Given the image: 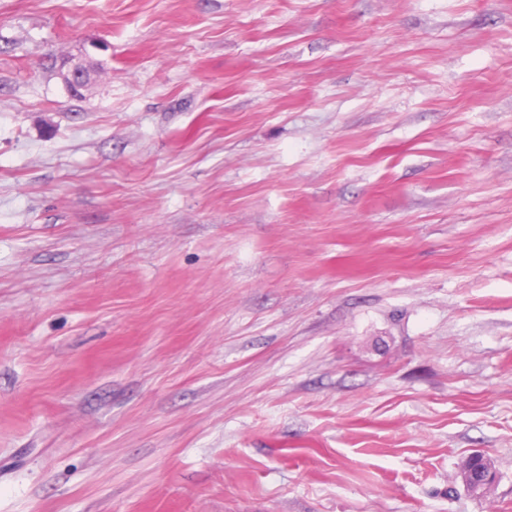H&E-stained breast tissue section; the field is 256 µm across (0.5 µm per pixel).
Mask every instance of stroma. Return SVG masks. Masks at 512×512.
<instances>
[{
	"mask_svg": "<svg viewBox=\"0 0 512 512\" xmlns=\"http://www.w3.org/2000/svg\"><path fill=\"white\" fill-rule=\"evenodd\" d=\"M0 512H512V0H0Z\"/></svg>",
	"mask_w": 512,
	"mask_h": 512,
	"instance_id": "35a3bbf8",
	"label": "stroma"
}]
</instances>
